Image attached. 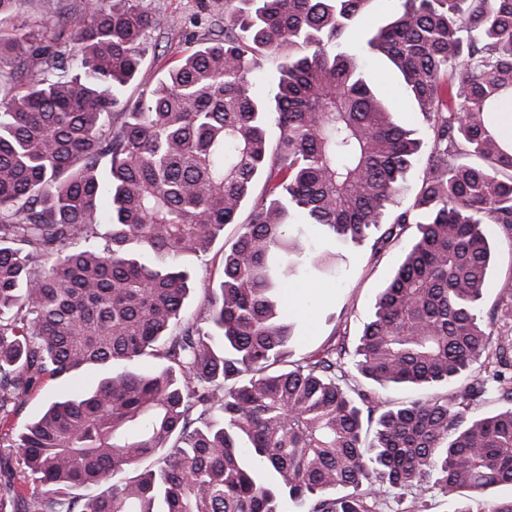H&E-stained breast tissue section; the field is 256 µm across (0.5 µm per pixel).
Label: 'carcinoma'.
Segmentation results:
<instances>
[{"instance_id": "obj_1", "label": "carcinoma", "mask_w": 512, "mask_h": 512, "mask_svg": "<svg viewBox=\"0 0 512 512\" xmlns=\"http://www.w3.org/2000/svg\"><path fill=\"white\" fill-rule=\"evenodd\" d=\"M370 2L225 0L224 36L125 99L153 24L137 0L58 18L67 52L50 23L19 17L23 0H0L18 18L0 32V418L47 376L102 369L15 433L45 488L25 512H285L287 499L382 512L383 486L430 482L454 512H512V498H486L512 485V340L489 350L494 316L481 307L482 225L512 238V134L499 123L512 0H399L355 51L342 36ZM360 51L401 76L427 140L398 123ZM259 54L277 62L267 93L251 78ZM418 166L412 203L390 213ZM259 180L222 280L201 285L202 316L186 315L194 260ZM294 212L341 242L381 228L375 251L402 250L354 352L343 335L291 365L285 280L309 267L336 276ZM351 355L383 390L457 387L386 409L348 383ZM149 357L162 364L133 369ZM482 358L508 404L493 415L472 408L486 393L469 379ZM14 498L5 475L0 512Z\"/></svg>"}]
</instances>
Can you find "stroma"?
<instances>
[{"instance_id": "stroma-1", "label": "stroma", "mask_w": 512, "mask_h": 512, "mask_svg": "<svg viewBox=\"0 0 512 512\" xmlns=\"http://www.w3.org/2000/svg\"><path fill=\"white\" fill-rule=\"evenodd\" d=\"M140 8L153 20L148 32V52L128 95L139 88L156 83L169 63L182 52L196 47L217 31L224 19V0H138ZM495 258L490 270V283L483 295L485 311L494 313V338L512 336V297L503 294L502 283L512 274V239L497 225L485 227ZM400 255L398 246L375 251L371 240L339 243L330 248V263L336 267L332 277L317 273L291 278L290 287L301 294L297 305L288 312L295 320L294 338L290 344L291 360L299 361L342 334L348 346H355L358 336L369 321L377 294L385 286ZM101 372L83 371L79 381L44 379L23 400L9 423L19 427L38 416L46 404L72 393L75 386H93ZM386 512H403L417 504L420 512H450L451 505L438 489L432 488L414 496L407 488L386 490Z\"/></svg>"}]
</instances>
